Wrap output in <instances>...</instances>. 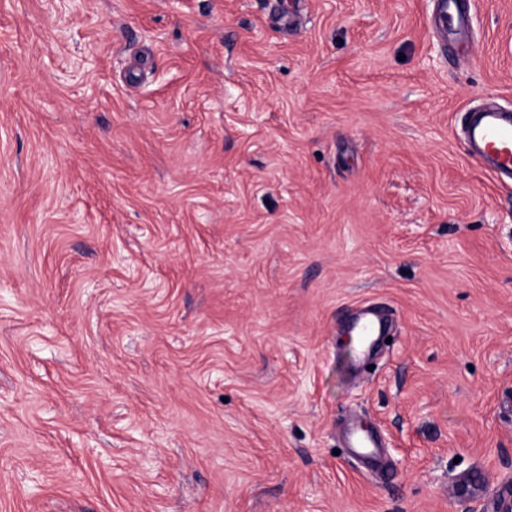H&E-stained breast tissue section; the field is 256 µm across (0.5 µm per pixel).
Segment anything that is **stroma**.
I'll return each mask as SVG.
<instances>
[{
    "label": "stroma",
    "instance_id": "stroma-1",
    "mask_svg": "<svg viewBox=\"0 0 512 512\" xmlns=\"http://www.w3.org/2000/svg\"><path fill=\"white\" fill-rule=\"evenodd\" d=\"M468 2L0 0V512H497L512 180L462 125L512 0ZM463 0H437V9L442 20L449 17L456 24V33L464 31L469 23V16L462 8Z\"/></svg>",
    "mask_w": 512,
    "mask_h": 512
}]
</instances>
